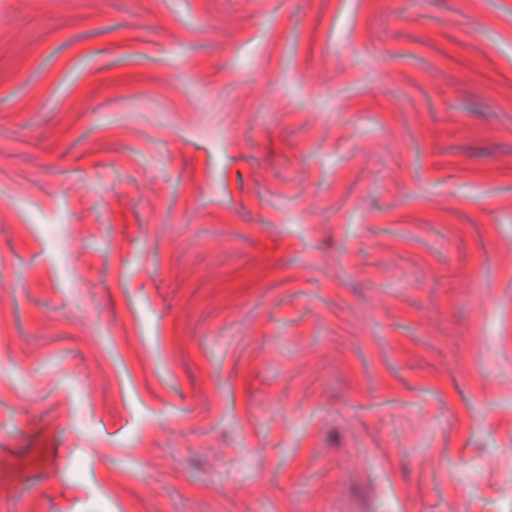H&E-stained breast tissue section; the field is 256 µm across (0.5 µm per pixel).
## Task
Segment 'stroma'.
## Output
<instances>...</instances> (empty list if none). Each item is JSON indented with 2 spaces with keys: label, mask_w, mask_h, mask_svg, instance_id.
Instances as JSON below:
<instances>
[{
  "label": "stroma",
  "mask_w": 512,
  "mask_h": 512,
  "mask_svg": "<svg viewBox=\"0 0 512 512\" xmlns=\"http://www.w3.org/2000/svg\"><path fill=\"white\" fill-rule=\"evenodd\" d=\"M0 512H512V0H0Z\"/></svg>",
  "instance_id": "obj_1"
}]
</instances>
